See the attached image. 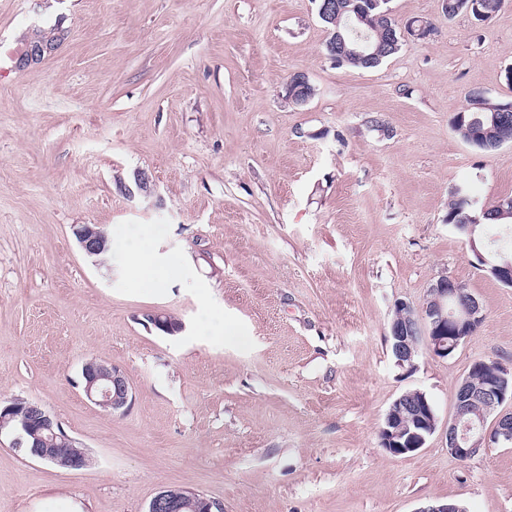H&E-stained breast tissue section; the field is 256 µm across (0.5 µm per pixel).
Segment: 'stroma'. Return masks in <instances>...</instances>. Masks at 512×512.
Wrapping results in <instances>:
<instances>
[{
    "label": "stroma",
    "mask_w": 512,
    "mask_h": 512,
    "mask_svg": "<svg viewBox=\"0 0 512 512\" xmlns=\"http://www.w3.org/2000/svg\"><path fill=\"white\" fill-rule=\"evenodd\" d=\"M391 7L434 31L362 70L329 59L314 0H0V405L41 403L94 459L64 470L0 434V512H146L165 487L224 512H512V446L463 464L445 437L470 365L512 364V287L445 222L457 185L512 196V143L485 153L450 126L470 90L512 102V2L480 25L442 0ZM40 36L55 51L18 67ZM296 72L316 89L300 107ZM85 224L113 240L107 266ZM144 240L182 259L162 287L132 274ZM443 274L485 318L405 372L394 305ZM91 358L126 373V413L87 399ZM409 390L438 428L394 456L378 431ZM75 232L82 250L88 257L94 258L101 252L104 247L106 233L100 225L85 224L79 227ZM109 253L110 246L107 240L104 251L99 254L96 259L102 261L103 266H105L108 261Z\"/></svg>",
    "instance_id": "stroma-1"
}]
</instances>
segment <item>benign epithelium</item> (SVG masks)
Returning <instances> with one entry per match:
<instances>
[{"mask_svg": "<svg viewBox=\"0 0 512 512\" xmlns=\"http://www.w3.org/2000/svg\"><path fill=\"white\" fill-rule=\"evenodd\" d=\"M55 42L43 41L29 45L17 59L25 67L53 52ZM306 75L295 73L287 82L289 100L303 105L308 101ZM84 253L93 258L104 247L106 233L98 224H85L76 230ZM470 251L478 266L500 282L512 287V254L486 255L482 239L470 235ZM430 299L422 306L399 301L390 323L391 351L395 364L407 371L416 367L421 345L429 347L433 356H451L475 332L484 319L483 309L475 295L455 278L442 274L431 286ZM486 363L475 362L456 390L454 414L448 420V454L460 462L476 456L483 448L512 443V411H498L507 398H512V368L500 363L486 373ZM81 376L87 398L114 413L126 411L132 400V388L126 373L119 367L97 359L82 365ZM494 424L486 428L489 415ZM438 418L434 407L419 390H409L389 406L379 429V442L388 453L399 456L422 448L435 433ZM16 433L13 447L28 457L60 468L81 470L84 461L77 456H63L55 448L57 441H69L60 423L37 402L24 407V415H0V433ZM146 512H224V505L193 491L165 488L149 502ZM417 512H466L457 501L428 504Z\"/></svg>", "mask_w": 512, "mask_h": 512, "instance_id": "1", "label": "benign epithelium"}]
</instances>
